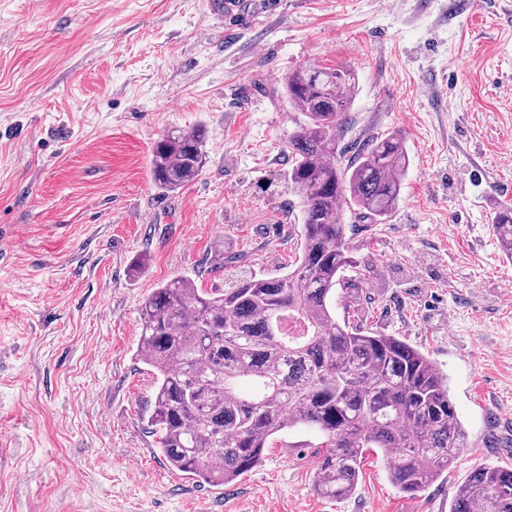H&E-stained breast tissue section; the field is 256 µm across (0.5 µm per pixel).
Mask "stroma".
Returning a JSON list of instances; mask_svg holds the SVG:
<instances>
[{
	"instance_id": "obj_1",
	"label": "stroma",
	"mask_w": 512,
	"mask_h": 512,
	"mask_svg": "<svg viewBox=\"0 0 512 512\" xmlns=\"http://www.w3.org/2000/svg\"><path fill=\"white\" fill-rule=\"evenodd\" d=\"M0 0V512H450L483 464L512 469V0ZM358 77L342 140L401 134L411 163L386 223L345 214L365 277L336 315L447 374L467 444L409 496L367 453L355 492L313 484L318 434L279 435L224 486L171 470L136 359L145 298L288 270L298 66ZM207 131L175 193L150 174L167 130ZM148 256L144 274L132 265ZM492 226L502 252L507 259L512 260V208L508 206L502 208Z\"/></svg>"
}]
</instances>
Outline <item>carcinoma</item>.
Listing matches in <instances>:
<instances>
[{"instance_id":"carcinoma-1","label":"carcinoma","mask_w":512,"mask_h":512,"mask_svg":"<svg viewBox=\"0 0 512 512\" xmlns=\"http://www.w3.org/2000/svg\"><path fill=\"white\" fill-rule=\"evenodd\" d=\"M356 74L305 65L288 74L296 112L288 134L287 190L302 224L294 268L244 275L207 292L184 276L161 284L141 308L136 357L151 376L149 418L171 469L221 486L258 465L275 436L309 427L324 436L314 490L342 499L366 453L390 458L388 477L415 495L454 462L466 433L435 361L396 336L366 334L336 319V286L356 268L345 211L382 224L396 209L410 157L399 134L338 150ZM206 131L169 130L154 145L157 188L175 192L206 163ZM493 233L512 260V208ZM452 512H512V470L479 466Z\"/></svg>"}]
</instances>
